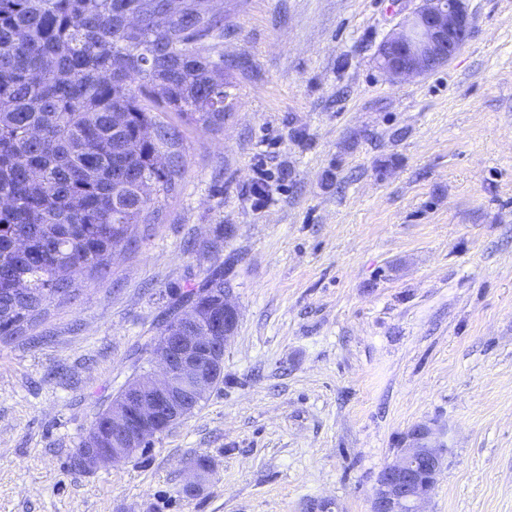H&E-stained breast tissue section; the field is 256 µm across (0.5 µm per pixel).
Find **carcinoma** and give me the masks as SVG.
<instances>
[{"label": "carcinoma", "mask_w": 512, "mask_h": 512, "mask_svg": "<svg viewBox=\"0 0 512 512\" xmlns=\"http://www.w3.org/2000/svg\"><path fill=\"white\" fill-rule=\"evenodd\" d=\"M0 0V337L20 336L130 226L157 224L186 170L185 132L230 111L223 0ZM224 269L181 302L213 308ZM110 409L94 425L112 447Z\"/></svg>", "instance_id": "1"}]
</instances>
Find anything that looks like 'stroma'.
I'll return each mask as SVG.
<instances>
[{"label":"stroma","mask_w":512,"mask_h":512,"mask_svg":"<svg viewBox=\"0 0 512 512\" xmlns=\"http://www.w3.org/2000/svg\"><path fill=\"white\" fill-rule=\"evenodd\" d=\"M419 3L227 0L232 109L187 132L164 220L0 341V512H369L421 423L447 448L426 512H512V0H468L460 53L394 83L377 49ZM213 266L241 312L223 384L134 457L74 470ZM200 455L214 475L188 497Z\"/></svg>","instance_id":"1"}]
</instances>
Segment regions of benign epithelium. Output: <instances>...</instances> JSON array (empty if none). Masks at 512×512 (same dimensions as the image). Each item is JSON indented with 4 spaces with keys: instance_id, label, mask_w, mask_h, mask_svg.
Segmentation results:
<instances>
[{
    "instance_id": "1",
    "label": "benign epithelium",
    "mask_w": 512,
    "mask_h": 512,
    "mask_svg": "<svg viewBox=\"0 0 512 512\" xmlns=\"http://www.w3.org/2000/svg\"><path fill=\"white\" fill-rule=\"evenodd\" d=\"M470 29L467 0H421L399 31L381 43L380 68L395 82L423 76L447 64L466 44ZM231 292L224 286L217 317L193 305L177 313L175 325L202 334L165 332L156 338L151 368L112 401V447H102L103 438L90 429L73 456L75 470L94 472L134 456L150 438L186 417L190 398L207 395L238 329L240 313ZM443 466L444 449L432 427L413 426L402 436L395 459L382 468L370 512H424ZM188 472L187 490L199 491L210 480V473L195 462Z\"/></svg>"
}]
</instances>
